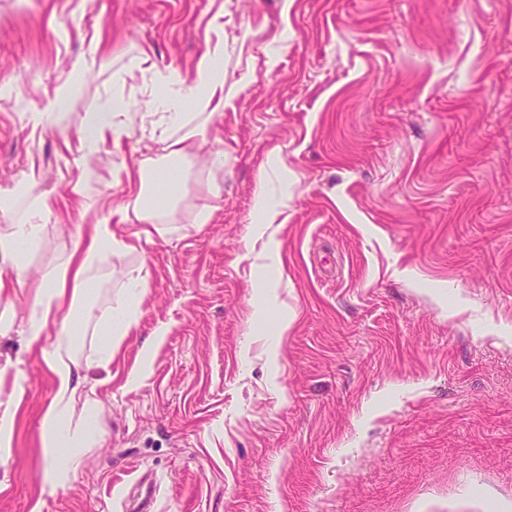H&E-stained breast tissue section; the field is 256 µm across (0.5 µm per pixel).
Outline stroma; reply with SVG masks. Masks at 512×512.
<instances>
[{"mask_svg":"<svg viewBox=\"0 0 512 512\" xmlns=\"http://www.w3.org/2000/svg\"><path fill=\"white\" fill-rule=\"evenodd\" d=\"M219 40L224 110L173 171L174 219L104 260L73 340L82 363L115 346L84 372L102 437L46 492L33 304L180 135L189 104L137 61L189 78ZM3 83L0 189L35 177L16 211L46 195L55 215L0 293V512H130L138 478L155 512L512 506V0H0ZM115 99L134 136L85 156L79 127ZM34 110L53 124L32 131ZM261 186L284 224L257 223ZM140 270L138 323L106 339Z\"/></svg>","mask_w":512,"mask_h":512,"instance_id":"stroma-1","label":"stroma"}]
</instances>
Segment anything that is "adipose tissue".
<instances>
[{
    "instance_id": "adipose-tissue-1",
    "label": "adipose tissue",
    "mask_w": 512,
    "mask_h": 512,
    "mask_svg": "<svg viewBox=\"0 0 512 512\" xmlns=\"http://www.w3.org/2000/svg\"><path fill=\"white\" fill-rule=\"evenodd\" d=\"M152 81L160 90L170 85L182 84L176 72L152 73ZM184 98L190 99L197 114H215L224 109V45L216 43L201 56L196 64L193 80L182 84ZM134 131L129 124L115 121L112 112H94L86 120V128L80 137V144L86 153H93L105 142L121 145ZM154 183L165 180L163 170L146 172L138 169L134 179L137 193L120 211L122 223L158 224L163 217L172 214L173 209L167 198H160L158 205L146 202L148 191L146 179ZM31 219L18 223L13 232L0 235V263L10 266L16 280H23L25 268L18 259L17 243L22 239L38 236V220H45L51 214L47 200H40L31 211ZM131 244L124 237L116 235L111 225H95L89 236H77L71 249L65 251L58 266L47 280L46 288L39 294L27 324L26 336L29 349L39 353L42 361L54 374L56 392L42 419L41 448L46 465L44 482L49 490L63 487L71 474L81 467L86 448L96 442L91 422L100 404L97 398L88 396L77 401L82 386L80 364L76 361L67 336L57 337L53 344H46L44 338L49 324L54 320L69 323L75 318V310L88 297L87 285L92 271L97 268L106 253L130 249ZM146 286L143 277L130 279L125 300L118 315L104 314L102 324L108 335L123 336L136 324L137 300ZM82 403L85 416L74 420L75 403Z\"/></svg>"
}]
</instances>
